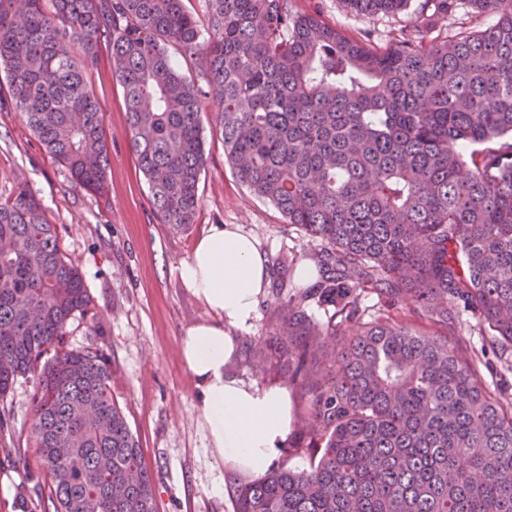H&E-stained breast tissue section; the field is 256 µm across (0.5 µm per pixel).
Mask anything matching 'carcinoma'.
<instances>
[{
  "mask_svg": "<svg viewBox=\"0 0 512 512\" xmlns=\"http://www.w3.org/2000/svg\"><path fill=\"white\" fill-rule=\"evenodd\" d=\"M454 2L423 0L420 16ZM471 2L496 24L382 49L290 0H206L204 26L184 0H0L11 97L78 185L106 189L84 82L106 43L163 223H194L210 107L237 180L321 244V280L288 299L255 366L269 374L271 355L305 391L310 465L239 484L235 512H512V395L483 383L463 338L512 351V0ZM89 305L57 225L18 187L0 203V403L36 378L40 471L22 494L43 512H156L103 355L67 345Z\"/></svg>",
  "mask_w": 512,
  "mask_h": 512,
  "instance_id": "obj_1",
  "label": "carcinoma"
}]
</instances>
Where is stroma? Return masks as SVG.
Returning <instances> with one entry per match:
<instances>
[{"label": "stroma", "instance_id": "obj_1", "mask_svg": "<svg viewBox=\"0 0 512 512\" xmlns=\"http://www.w3.org/2000/svg\"><path fill=\"white\" fill-rule=\"evenodd\" d=\"M292 7L379 47L421 26L417 0L389 14L360 13L348 0H293ZM84 78L104 109L105 193L75 187L28 127L0 78V203L12 198L18 183H27L57 225L63 254L81 271L91 303L85 317L71 323L67 341L73 348L100 349L109 364L112 397L152 475L157 512H234L233 490L250 477L231 468L213 447L197 406L195 378L181 354L187 330L216 316L184 287L178 269L216 224L240 225L272 261L292 252L307 262L320 245L239 183L224 160V143L209 108L203 112L207 162L195 220L180 230L163 224L130 149L123 88L112 76L108 47H101ZM297 291L292 281L281 289L267 288L251 327L237 330L240 378L254 385L279 383L276 375L256 377L253 346L267 338ZM34 392V379H22L8 398L11 420L4 435L20 456H0V512H27L18 490L39 467L29 444Z\"/></svg>", "mask_w": 512, "mask_h": 512}]
</instances>
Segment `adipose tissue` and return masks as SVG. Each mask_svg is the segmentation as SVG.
<instances>
[{"mask_svg": "<svg viewBox=\"0 0 512 512\" xmlns=\"http://www.w3.org/2000/svg\"><path fill=\"white\" fill-rule=\"evenodd\" d=\"M179 277L218 317L190 328L182 348L213 445L238 471L262 474L283 456L291 422L288 390L251 385L236 375L238 342L230 331L250 326L257 315L269 283L265 254L239 225L219 224L198 241Z\"/></svg>", "mask_w": 512, "mask_h": 512, "instance_id": "ef3b65f1", "label": "adipose tissue"}]
</instances>
